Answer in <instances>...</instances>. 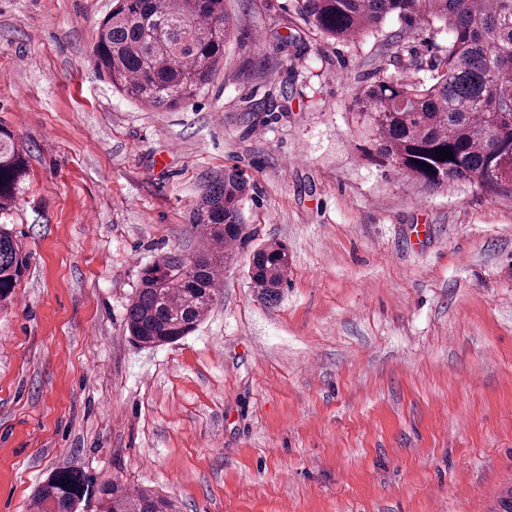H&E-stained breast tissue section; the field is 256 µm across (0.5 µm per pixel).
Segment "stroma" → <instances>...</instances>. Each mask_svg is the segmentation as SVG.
<instances>
[{
    "label": "stroma",
    "instance_id": "35a3bbf8",
    "mask_svg": "<svg viewBox=\"0 0 512 512\" xmlns=\"http://www.w3.org/2000/svg\"><path fill=\"white\" fill-rule=\"evenodd\" d=\"M111 8L0 0V127L28 165L10 222L30 255L0 301V512H29L66 467L181 512H506L512 198L376 165L353 118L398 58L443 56V23L337 42L295 0H226L223 65L168 110L96 69ZM233 167L248 247L194 333L135 344L141 269L203 250L193 208ZM273 242L291 262L269 305L245 265Z\"/></svg>",
    "mask_w": 512,
    "mask_h": 512
}]
</instances>
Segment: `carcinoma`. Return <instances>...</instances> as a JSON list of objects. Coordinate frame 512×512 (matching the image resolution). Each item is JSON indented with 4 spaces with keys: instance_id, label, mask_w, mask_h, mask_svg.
Masks as SVG:
<instances>
[{
    "instance_id": "1",
    "label": "carcinoma",
    "mask_w": 512,
    "mask_h": 512,
    "mask_svg": "<svg viewBox=\"0 0 512 512\" xmlns=\"http://www.w3.org/2000/svg\"><path fill=\"white\" fill-rule=\"evenodd\" d=\"M302 18L336 41H354L387 17L429 16L448 30L444 57L400 62L425 79L377 77L356 98V123L368 135V157L430 189L468 182L489 196L512 197V0H297ZM233 22L224 0H113L99 24L92 55L112 86L150 108L190 102L224 60ZM446 147L454 159L435 158ZM27 174L16 135L0 127V219L16 203ZM248 181L224 171L194 209L210 248L190 257L171 251L141 269L126 308L131 338L143 347L175 343L193 333L216 299L215 276L244 245L242 200ZM29 264L13 234L0 225V299ZM289 268L287 248L262 245L249 256L248 277L265 302L277 301ZM89 485L74 469H58L39 485L32 512H77ZM98 512H177L169 497L127 493L115 480L97 491Z\"/></svg>"
}]
</instances>
